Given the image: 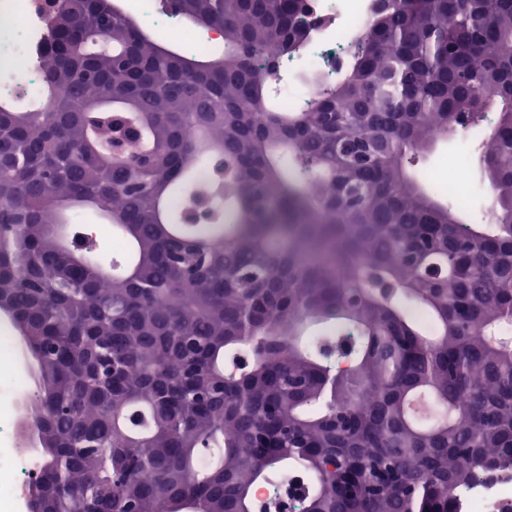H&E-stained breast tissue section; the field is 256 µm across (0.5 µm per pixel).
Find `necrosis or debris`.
<instances>
[{
	"mask_svg": "<svg viewBox=\"0 0 512 512\" xmlns=\"http://www.w3.org/2000/svg\"><path fill=\"white\" fill-rule=\"evenodd\" d=\"M314 15L327 19L316 32L299 60L289 61V69L313 71L314 80L299 84L280 102L281 108L315 102L326 84L335 82L345 60L355 49L354 33L363 31L376 7L375 0H310ZM127 9L139 10L142 23L152 32L177 45L192 44L205 53L218 46L220 37H201L197 28L158 6L155 0H128ZM44 24L35 0H0V103L16 99L28 101L43 96L42 74L35 44L44 36ZM474 172L465 152L449 157L444 169L431 171L427 180L439 192L459 202H467ZM28 386L21 383L6 392L7 411L0 416V470L9 476V499H17L30 477L22 463L28 455L22 428L27 419ZM457 512H512V468L505 467L492 477H479L457 493Z\"/></svg>",
	"mask_w": 512,
	"mask_h": 512,
	"instance_id": "1",
	"label": "necrosis or debris"
}]
</instances>
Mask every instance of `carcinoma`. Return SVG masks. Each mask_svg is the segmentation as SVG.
<instances>
[{
    "label": "carcinoma",
    "instance_id": "carcinoma-1",
    "mask_svg": "<svg viewBox=\"0 0 512 512\" xmlns=\"http://www.w3.org/2000/svg\"><path fill=\"white\" fill-rule=\"evenodd\" d=\"M174 4L224 26L223 58L67 2L46 100L0 115L31 512H254L293 467L300 512H455L512 465V0H394L301 110L270 105V49L307 43V0ZM489 108L491 221L465 224L406 162ZM61 196L134 260L62 251ZM190 245L204 270L176 265ZM81 214L85 218L82 224L77 225H79L81 231L85 224L95 225V228H92L93 235L97 240V251L95 257L99 263L103 264L106 269L109 270L112 265V258L115 255L112 253V246L116 251L121 252L124 250V244L121 241L113 240L112 242L114 237L120 236L119 229L114 224H109L108 221L99 217L91 209H82Z\"/></svg>",
    "mask_w": 512,
    "mask_h": 512
}]
</instances>
